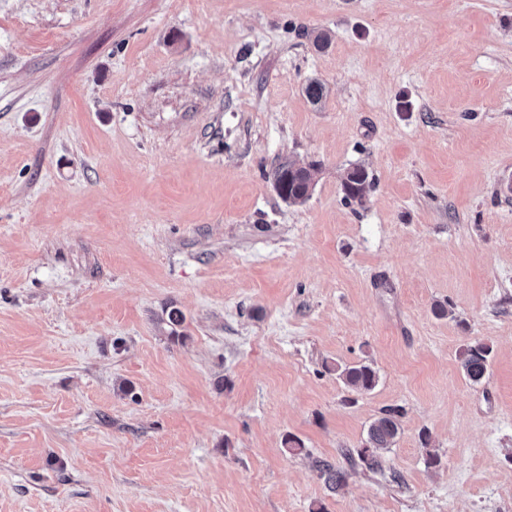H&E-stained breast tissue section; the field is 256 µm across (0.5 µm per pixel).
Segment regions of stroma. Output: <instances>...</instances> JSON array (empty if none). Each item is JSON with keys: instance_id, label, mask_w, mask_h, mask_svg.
Instances as JSON below:
<instances>
[{"instance_id": "obj_1", "label": "stroma", "mask_w": 512, "mask_h": 512, "mask_svg": "<svg viewBox=\"0 0 512 512\" xmlns=\"http://www.w3.org/2000/svg\"><path fill=\"white\" fill-rule=\"evenodd\" d=\"M0 512H512V0H0ZM288 165L287 162H284L272 171L271 177L274 186L280 196L289 203L303 202L310 195L316 165L308 164V168L303 169L301 175L292 172ZM370 185L368 174L364 168L359 166L351 168L343 180L345 198L362 203ZM489 346L476 343L467 346L460 354V364L467 380L472 385L482 383L488 370ZM339 376L345 385L364 391L373 389L378 380L376 371L369 364L364 363L345 366ZM401 408L389 407L383 410L382 415L376 418L369 426L365 446L358 451V456L370 470L382 468L378 449L389 448L399 434Z\"/></svg>"}]
</instances>
